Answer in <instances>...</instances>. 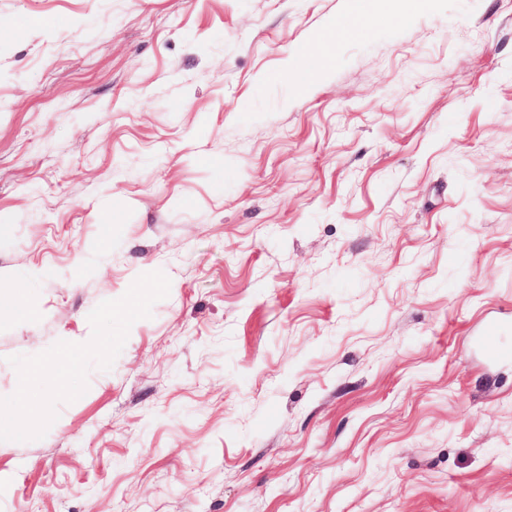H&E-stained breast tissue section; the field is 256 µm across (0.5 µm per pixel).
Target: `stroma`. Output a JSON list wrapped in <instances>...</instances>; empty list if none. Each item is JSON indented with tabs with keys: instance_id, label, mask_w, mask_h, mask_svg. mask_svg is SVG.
I'll list each match as a JSON object with an SVG mask.
<instances>
[{
	"instance_id": "obj_1",
	"label": "stroma",
	"mask_w": 512,
	"mask_h": 512,
	"mask_svg": "<svg viewBox=\"0 0 512 512\" xmlns=\"http://www.w3.org/2000/svg\"><path fill=\"white\" fill-rule=\"evenodd\" d=\"M157 270L0 512H512V0H0V397Z\"/></svg>"
}]
</instances>
